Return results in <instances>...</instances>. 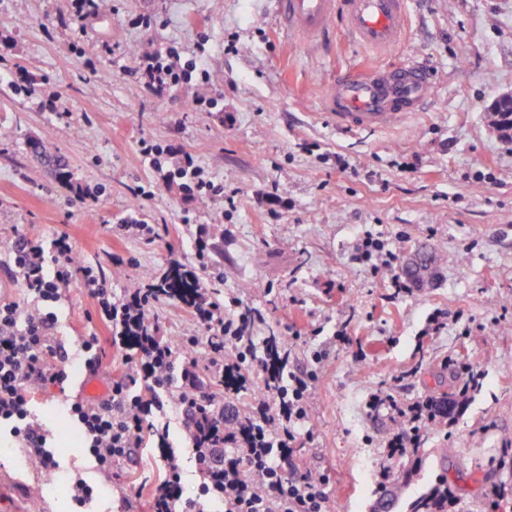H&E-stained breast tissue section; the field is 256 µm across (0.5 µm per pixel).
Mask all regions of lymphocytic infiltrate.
<instances>
[{
	"instance_id": "lymphocytic-infiltrate-1",
	"label": "lymphocytic infiltrate",
	"mask_w": 512,
	"mask_h": 512,
	"mask_svg": "<svg viewBox=\"0 0 512 512\" xmlns=\"http://www.w3.org/2000/svg\"><path fill=\"white\" fill-rule=\"evenodd\" d=\"M135 73L146 88L158 94L207 80L198 61L182 56L173 45L142 56ZM140 151L158 180L177 185L187 199L221 194V187L192 154L147 139L141 140ZM72 254L71 238L65 232L54 240L49 255L32 241L20 239L12 250L13 264L35 308L25 313L16 303H0V425H9L11 436L22 439L27 457L37 460L44 471L58 474L60 464L48 447V436L31 417L28 392L63 384L68 377L67 352L51 341L58 321L51 306L79 278L91 289L102 318L111 322L113 346L127 353L128 373L113 377L103 403L75 401L68 408L69 417L83 431L85 450L102 471L111 472L113 463L149 436L167 467L166 478L154 490L151 512H174L177 503L181 512H212L216 504L222 505L224 512H327L325 476L299 473L296 461L295 443L308 417L314 373L289 369L287 356L262 359L255 345H241L248 330L247 314L228 315L212 289L200 287L190 311L214 338L210 345L212 367L220 377L237 382L246 361L255 360L268 379L263 394L253 400L251 429L240 430L227 417L223 403L199 381L192 354L196 338L176 346L153 344L156 323L151 312L158 301L154 281L146 280L116 301L105 286L104 269L74 265ZM354 257L359 261L379 259L381 268L392 271L396 292L409 291V283L394 273L397 254L372 230H363L358 236ZM175 361L182 364L179 399L183 428L194 445L197 471L204 478L192 498L183 495L181 468L166 430L150 423L155 401L129 393L134 379L163 386L164 365ZM434 406L431 399L404 406L389 393L373 394L367 402L369 410L384 408L405 419L406 429L391 440L395 448L418 445L420 427L431 418Z\"/></svg>"
}]
</instances>
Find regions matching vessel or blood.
Segmentation results:
<instances>
[{
	"label": "vessel or blood",
	"instance_id": "b4317fda",
	"mask_svg": "<svg viewBox=\"0 0 512 512\" xmlns=\"http://www.w3.org/2000/svg\"><path fill=\"white\" fill-rule=\"evenodd\" d=\"M408 0H276L280 28L289 42L312 47L335 23L357 43L383 54L406 37ZM429 73L413 62L344 69L323 102L339 126L382 129L431 97Z\"/></svg>",
	"mask_w": 512,
	"mask_h": 512
}]
</instances>
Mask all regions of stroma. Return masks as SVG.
<instances>
[{
	"label": "stroma",
	"instance_id": "1",
	"mask_svg": "<svg viewBox=\"0 0 512 512\" xmlns=\"http://www.w3.org/2000/svg\"><path fill=\"white\" fill-rule=\"evenodd\" d=\"M331 42L330 53L290 44L275 0H112L86 19L71 0H0V299L31 304L9 259L18 239L47 249L68 233L84 264L111 270L118 298L172 259L195 264L196 231L206 229L202 280L255 312L256 347L289 337L294 367L326 353L296 454L302 471L325 475L329 512H370L383 489L395 426L388 410L368 411L369 397H438L471 370L480 391L428 427L418 464L426 479L447 469L465 512H486L496 486L512 488V145L489 117L512 92V0H410L407 37L384 60L421 62L434 93L420 112L381 130L340 129L324 111L336 70L377 59L342 29ZM168 45L196 58L208 82L162 96L140 83L139 56ZM17 70L34 91L11 88ZM45 81L60 94L53 111L40 104ZM197 95L213 107L192 109ZM145 138L196 156L223 195L189 201L157 181L140 152ZM38 143L53 160L35 152ZM323 153L345 156L348 168L320 162ZM479 171L494 183L476 182ZM130 217L151 237L120 235ZM365 227L400 263L429 258V284L398 295L388 275L355 263ZM437 312L443 325L433 331ZM57 313L55 337L69 356L93 336L102 372L126 370L83 282L66 288ZM154 318L166 336L200 333L166 299ZM341 326L345 342L332 343ZM70 399L67 384L29 393L63 473L96 484L93 512H148L165 473L154 448L142 445L114 468L128 488L119 500L73 436ZM153 421L168 426L183 495L194 496L200 478L180 416L165 408ZM0 467V512H72L62 481L28 469L5 431Z\"/></svg>",
	"mask_w": 512,
	"mask_h": 512
}]
</instances>
